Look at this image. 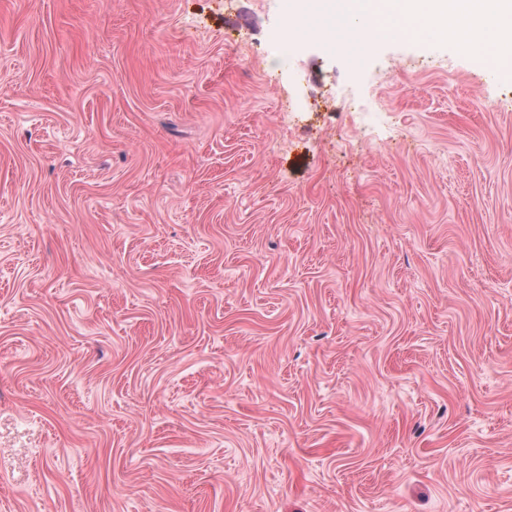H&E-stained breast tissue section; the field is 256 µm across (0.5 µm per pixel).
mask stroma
<instances>
[{
    "mask_svg": "<svg viewBox=\"0 0 512 512\" xmlns=\"http://www.w3.org/2000/svg\"><path fill=\"white\" fill-rule=\"evenodd\" d=\"M291 5L0 0V512H512V79Z\"/></svg>",
    "mask_w": 512,
    "mask_h": 512,
    "instance_id": "stroma-1",
    "label": "stroma"
}]
</instances>
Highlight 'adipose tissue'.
I'll list each match as a JSON object with an SVG mask.
<instances>
[{
    "label": "adipose tissue",
    "instance_id": "ef3b65f1",
    "mask_svg": "<svg viewBox=\"0 0 512 512\" xmlns=\"http://www.w3.org/2000/svg\"><path fill=\"white\" fill-rule=\"evenodd\" d=\"M365 47L454 36L482 69L512 78V0H345Z\"/></svg>",
    "mask_w": 512,
    "mask_h": 512
}]
</instances>
